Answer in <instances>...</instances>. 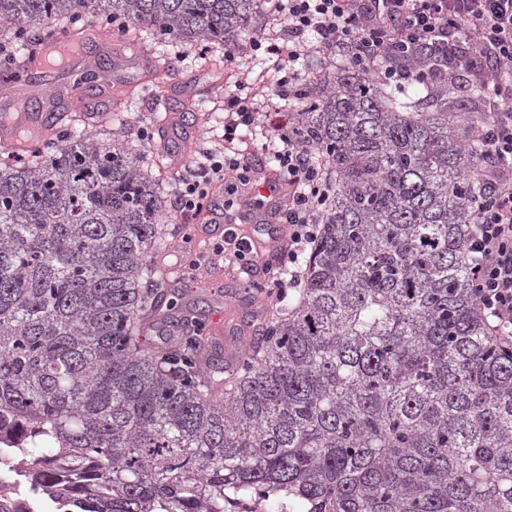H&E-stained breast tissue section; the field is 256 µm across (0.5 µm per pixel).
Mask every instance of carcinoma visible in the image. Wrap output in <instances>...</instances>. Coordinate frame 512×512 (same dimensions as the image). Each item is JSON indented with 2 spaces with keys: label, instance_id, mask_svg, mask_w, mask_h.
<instances>
[{
  "label": "carcinoma",
  "instance_id": "carcinoma-1",
  "mask_svg": "<svg viewBox=\"0 0 512 512\" xmlns=\"http://www.w3.org/2000/svg\"><path fill=\"white\" fill-rule=\"evenodd\" d=\"M266 4L0 0V46L32 53L90 17L126 46L230 51ZM439 63L427 45L405 61ZM17 72L0 52V83ZM450 87L411 96L344 60L309 84L294 135L335 191L304 288L219 396L196 332L143 349L174 310L148 270L165 202L146 150L103 147L76 117L0 159V411L49 429L35 475L80 512H224L253 486L326 512H512V347L488 335L464 258L486 116Z\"/></svg>",
  "mask_w": 512,
  "mask_h": 512
}]
</instances>
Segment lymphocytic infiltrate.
Here are the masks:
<instances>
[{
	"label": "lymphocytic infiltrate",
	"mask_w": 512,
	"mask_h": 512,
	"mask_svg": "<svg viewBox=\"0 0 512 512\" xmlns=\"http://www.w3.org/2000/svg\"><path fill=\"white\" fill-rule=\"evenodd\" d=\"M284 20L287 37L250 38L246 54L276 58L280 76L272 90L281 101L301 98L306 80L297 67L309 49L350 60L382 84L418 83L421 71L401 66L411 49L424 44L452 47L463 71L489 94L492 116L477 129L489 161L482 174L486 193L477 197L465 256L471 287L489 336L512 345V0H272ZM397 62L382 67L387 55ZM264 108L255 91L235 84L224 96V149L209 153L202 170L176 178L180 210L200 217L207 210L213 184L230 190L249 185L252 169L235 148L243 133L275 137L274 154L287 191H274L272 209L288 227V245L263 254L234 233L214 243L213 251L239 269H264L279 298L302 288L303 258L314 244L323 209L335 187L324 163L292 134L288 114L257 123Z\"/></svg>",
	"instance_id": "1"
}]
</instances>
